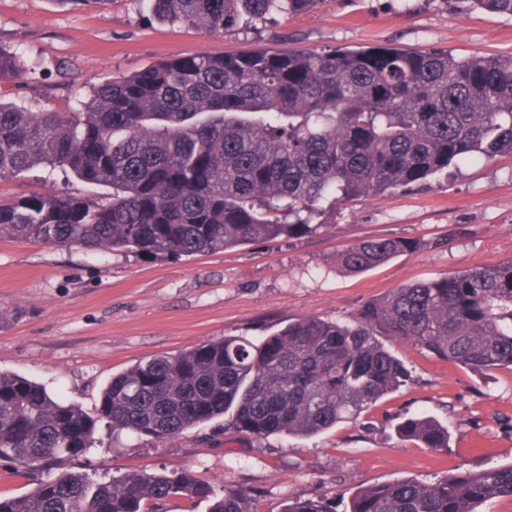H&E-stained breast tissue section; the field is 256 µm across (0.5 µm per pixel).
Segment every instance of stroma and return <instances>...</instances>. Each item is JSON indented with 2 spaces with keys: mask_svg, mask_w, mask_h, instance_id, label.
I'll return each instance as SVG.
<instances>
[{
  "mask_svg": "<svg viewBox=\"0 0 512 512\" xmlns=\"http://www.w3.org/2000/svg\"><path fill=\"white\" fill-rule=\"evenodd\" d=\"M147 15L138 0L102 7L0 0V50L25 61L22 76L0 84V100L70 112L92 86L151 64L260 48L512 55V16L456 13L441 0H323L313 12L244 19L224 34ZM46 190L100 193L38 166L0 180V203ZM324 220L325 228L291 239L159 259L0 239V371L93 415L112 375L154 354L224 336L256 341L299 316L344 321L395 288L512 258V156L465 162L454 178L338 205ZM399 237L419 241L420 250L357 274L329 262L360 240ZM385 344L406 365L407 385L318 436L229 437L216 419L162 443L103 427L101 447L70 467L116 476L190 468L215 489L250 491L257 512H284L298 498L512 463V371L478 374L391 338ZM419 414L447 426V448L398 436V422Z\"/></svg>",
  "mask_w": 512,
  "mask_h": 512,
  "instance_id": "obj_1",
  "label": "stroma"
}]
</instances>
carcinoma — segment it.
<instances>
[{
	"label": "carcinoma",
	"instance_id": "cac0c4a2",
	"mask_svg": "<svg viewBox=\"0 0 512 512\" xmlns=\"http://www.w3.org/2000/svg\"><path fill=\"white\" fill-rule=\"evenodd\" d=\"M464 13L512 16V0H443ZM323 0H148V19L206 32L303 13ZM24 70L0 51V83ZM512 155V55L459 59L398 47L258 50L155 63L93 86L75 112L0 102V180L45 166L110 190L0 204V238L147 258L221 253L320 228L323 202L382 197L472 159ZM409 238L336 253L358 273L415 251ZM393 336L475 372L512 370V258L404 285L349 321L303 316L252 341L226 336L155 354L112 375L97 417L41 384L0 372V460L42 477L0 512H157L171 497L211 498V512H255L252 495L217 493L193 471L93 478L66 468L96 448V423L170 441L226 417L224 433L311 437L404 385ZM399 433L448 447V429L417 415ZM512 497V463L373 485L344 512H477ZM285 512H337L297 499Z\"/></svg>",
	"mask_w": 512,
	"mask_h": 512
}]
</instances>
